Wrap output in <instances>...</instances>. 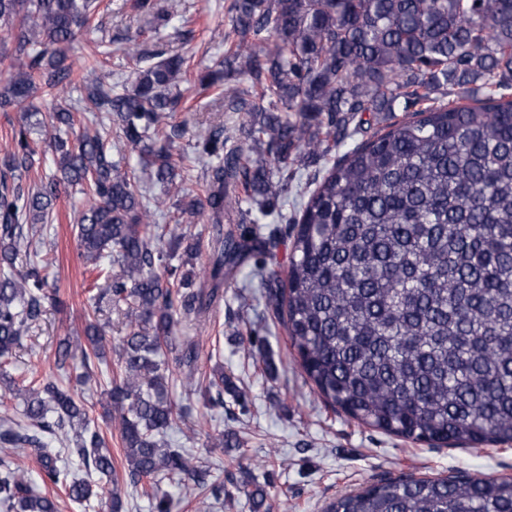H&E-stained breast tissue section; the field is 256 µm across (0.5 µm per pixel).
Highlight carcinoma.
Masks as SVG:
<instances>
[{"mask_svg": "<svg viewBox=\"0 0 512 512\" xmlns=\"http://www.w3.org/2000/svg\"><path fill=\"white\" fill-rule=\"evenodd\" d=\"M134 8L166 26L188 23L177 0ZM96 9L97 0H0V112L32 115L37 91L61 100L76 90L98 124L117 125L139 147L141 170L165 183L185 125L169 119L189 111L181 82L191 57L130 38L132 88L108 76L76 79L66 53ZM229 13L224 74L246 76L259 101L247 90L224 94L225 111L245 115V139L232 143L222 129L202 137L199 152L216 163L205 194L177 213L241 222L245 204L277 214V224L218 238L207 267L178 271L154 244L151 217L166 198L147 199L125 156L98 128L76 123L71 104H56L0 157V375L46 306L60 305L45 265L16 269L21 247L36 236L39 256L57 199L78 187L81 257L98 272L93 313L135 306L118 377L103 395L118 407L127 478L151 482L154 512H170L164 479L224 497V482L166 439L187 414L168 376L178 370L205 405L224 406V368L195 381V340L173 329L202 321L222 297L224 268L249 256L262 270L265 306L325 402L414 442L512 444V0H232ZM456 87L471 103L446 100ZM42 143L55 170L25 190L22 178L46 165ZM283 234L282 276L265 266ZM85 337L77 349L61 341L54 361L64 372L80 362V386L111 350L98 319ZM0 398L19 401L23 417L0 428V453L31 450L41 484L87 506L104 494L101 480L117 483L112 449L79 393L47 377L9 379ZM57 443L72 448L79 470L61 464ZM0 504L58 512L4 458ZM326 512H512V477L388 478Z\"/></svg>", "mask_w": 512, "mask_h": 512, "instance_id": "1", "label": "carcinoma"}]
</instances>
